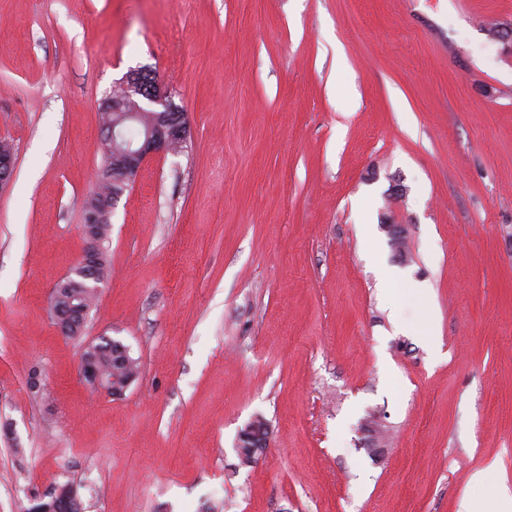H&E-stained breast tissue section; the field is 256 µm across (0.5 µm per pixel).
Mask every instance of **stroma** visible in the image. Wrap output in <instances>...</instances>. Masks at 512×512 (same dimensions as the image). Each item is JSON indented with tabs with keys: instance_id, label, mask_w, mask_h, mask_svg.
<instances>
[{
	"instance_id": "1",
	"label": "stroma",
	"mask_w": 512,
	"mask_h": 512,
	"mask_svg": "<svg viewBox=\"0 0 512 512\" xmlns=\"http://www.w3.org/2000/svg\"><path fill=\"white\" fill-rule=\"evenodd\" d=\"M492 20L512 27V0H0V512L64 483L82 512H458L512 487V41ZM138 67L190 137L116 203L71 339L50 297L83 249L99 108ZM103 336L140 359L119 398L79 379ZM256 416L270 446L246 466ZM269 436L270 426L268 422L256 417L239 431L236 448H247L244 451L241 450L242 457L253 463L269 447Z\"/></svg>"
}]
</instances>
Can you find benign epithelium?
<instances>
[{
    "mask_svg": "<svg viewBox=\"0 0 512 512\" xmlns=\"http://www.w3.org/2000/svg\"><path fill=\"white\" fill-rule=\"evenodd\" d=\"M110 112L120 114L125 125L114 122L101 131L102 142L109 151L108 163L102 167V173L112 177L116 183L133 182L144 163L155 156L175 153L187 142L189 125L185 112L174 101V93L163 84L148 68L129 71L113 89L110 98ZM144 111L155 113V121L143 131L139 138L128 142L124 136V126L137 120ZM15 155L11 147H0V190L11 180L15 167ZM101 216L98 211L85 215V224L81 226V235L86 239L82 253L78 259V267L85 276L96 277L101 263L98 226ZM50 311L59 332L64 335L78 334L86 321L88 309L76 307L64 295L53 292ZM116 369L108 376L94 367L88 356L81 357L79 376L83 384L100 394L120 397L136 380L132 374L121 375L117 367L125 364L127 349L117 346ZM382 421L380 415L374 413L364 422L365 430L370 435L366 441L370 452L380 456L383 449L374 446V436ZM270 426L262 418L250 420L239 431L236 447L242 449V457L255 462L269 447ZM80 508L77 498L70 497L62 502L54 499L47 503H39L31 508V512H75Z\"/></svg>",
    "mask_w": 512,
    "mask_h": 512,
    "instance_id": "obj_1",
    "label": "benign epithelium"
}]
</instances>
